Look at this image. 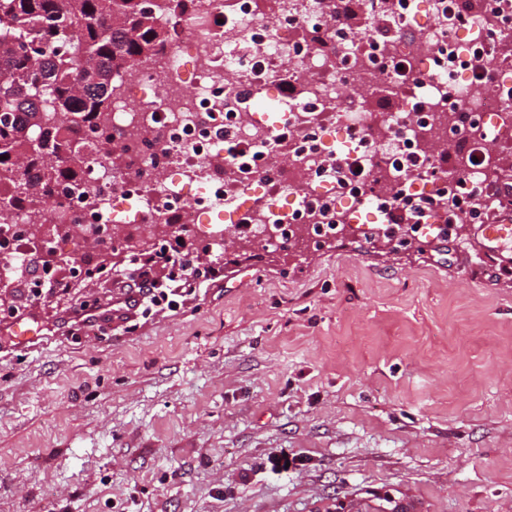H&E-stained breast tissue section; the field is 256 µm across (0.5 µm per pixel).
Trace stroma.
Wrapping results in <instances>:
<instances>
[{
  "mask_svg": "<svg viewBox=\"0 0 512 512\" xmlns=\"http://www.w3.org/2000/svg\"><path fill=\"white\" fill-rule=\"evenodd\" d=\"M60 280L0 288L44 337L0 318V512H512V249L481 225L235 241L163 310Z\"/></svg>",
  "mask_w": 512,
  "mask_h": 512,
  "instance_id": "1",
  "label": "stroma"
}]
</instances>
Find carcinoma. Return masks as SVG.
Masks as SVG:
<instances>
[{
    "instance_id": "obj_1",
    "label": "carcinoma",
    "mask_w": 512,
    "mask_h": 512,
    "mask_svg": "<svg viewBox=\"0 0 512 512\" xmlns=\"http://www.w3.org/2000/svg\"><path fill=\"white\" fill-rule=\"evenodd\" d=\"M183 0H0V217L18 209L28 185L52 197L77 182L125 72L168 47ZM109 70L108 85L86 73ZM41 114L30 140L13 130Z\"/></svg>"
}]
</instances>
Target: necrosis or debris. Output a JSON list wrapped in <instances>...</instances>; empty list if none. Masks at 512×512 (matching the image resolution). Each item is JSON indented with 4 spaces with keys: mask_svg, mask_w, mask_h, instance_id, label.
I'll use <instances>...</instances> for the list:
<instances>
[{
    "mask_svg": "<svg viewBox=\"0 0 512 512\" xmlns=\"http://www.w3.org/2000/svg\"><path fill=\"white\" fill-rule=\"evenodd\" d=\"M386 17L376 33L338 17L334 0H188L166 50L125 74L106 123L112 161L83 163L79 184L31 194L0 222V278L46 241L26 231L66 214L62 238L171 224L215 255L228 238L336 236L394 205L489 187L486 158L512 143V55L494 50L481 0H359ZM326 34L316 49L304 35ZM278 102L275 118L253 106ZM466 112L468 125L453 127ZM474 158L440 165L449 128Z\"/></svg>",
    "mask_w": 512,
    "mask_h": 512,
    "instance_id": "obj_1",
    "label": "necrosis or debris"
}]
</instances>
